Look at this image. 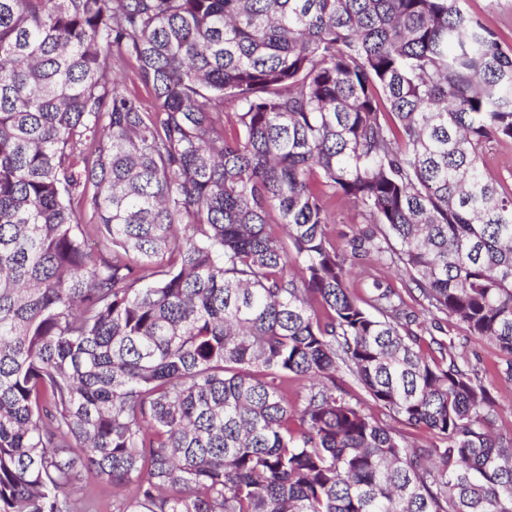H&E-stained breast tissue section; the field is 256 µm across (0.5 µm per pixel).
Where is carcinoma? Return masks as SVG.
<instances>
[{"label": "carcinoma", "mask_w": 512, "mask_h": 512, "mask_svg": "<svg viewBox=\"0 0 512 512\" xmlns=\"http://www.w3.org/2000/svg\"><path fill=\"white\" fill-rule=\"evenodd\" d=\"M506 138L463 0H0V512H95L91 473L113 512H512L486 370L347 286L389 254L512 380ZM112 73L121 80L123 88L138 96L148 110L154 109V100L149 90L140 82L137 76V64L132 59H117L112 66ZM490 170L505 191L512 189V139L494 142L488 152ZM331 224L327 226L330 240L336 245V250L345 252L347 240L369 224L359 208L336 195L329 198ZM87 487L96 499L100 512H113V490L110 485L102 483L98 478L91 474L89 475Z\"/></svg>", "instance_id": "1"}]
</instances>
